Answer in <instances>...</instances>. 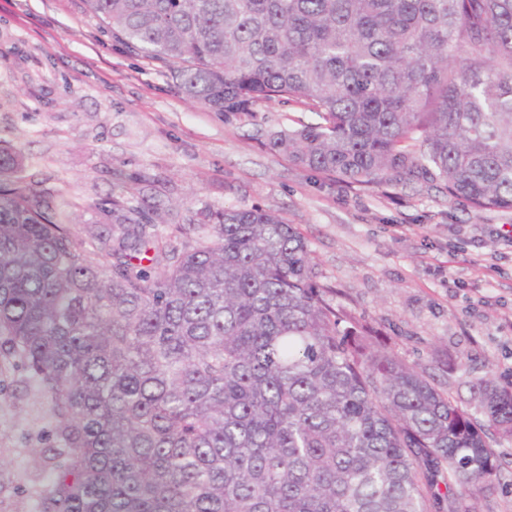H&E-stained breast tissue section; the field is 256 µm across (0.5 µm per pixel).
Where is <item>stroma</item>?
I'll use <instances>...</instances> for the list:
<instances>
[{
  "label": "stroma",
  "instance_id": "obj_1",
  "mask_svg": "<svg viewBox=\"0 0 512 512\" xmlns=\"http://www.w3.org/2000/svg\"><path fill=\"white\" fill-rule=\"evenodd\" d=\"M313 119L294 103L209 111L101 35L81 0H0V138L75 203L74 234L100 223L88 204L123 190L119 172L153 181L165 235L204 203L274 212L305 239L327 300L468 407L474 379L512 372V251L499 237L512 210H473L427 179L352 187L265 147L267 132ZM47 420L23 373L0 367V512H38ZM496 450L493 495L473 493L474 512H512V440Z\"/></svg>",
  "mask_w": 512,
  "mask_h": 512
}]
</instances>
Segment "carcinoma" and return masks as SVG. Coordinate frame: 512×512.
I'll list each match as a JSON object with an SVG mask.
<instances>
[{
	"instance_id": "carcinoma-1",
	"label": "carcinoma",
	"mask_w": 512,
	"mask_h": 512,
	"mask_svg": "<svg viewBox=\"0 0 512 512\" xmlns=\"http://www.w3.org/2000/svg\"><path fill=\"white\" fill-rule=\"evenodd\" d=\"M82 3L213 112L304 105L266 145L305 169L512 210V0ZM140 184L77 238L0 143V355L61 458L41 512H470L494 487L512 384L457 406L326 302L277 214L206 204L166 238Z\"/></svg>"
}]
</instances>
